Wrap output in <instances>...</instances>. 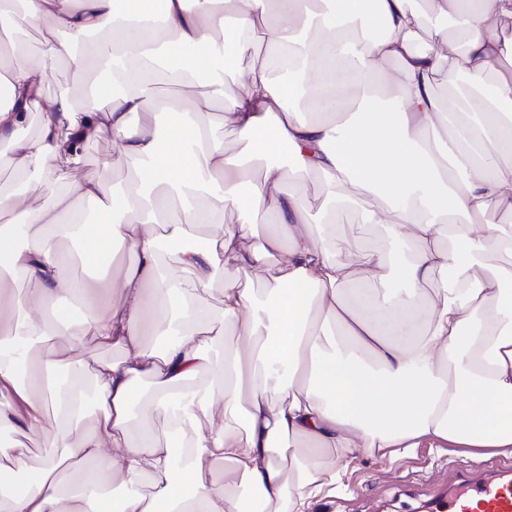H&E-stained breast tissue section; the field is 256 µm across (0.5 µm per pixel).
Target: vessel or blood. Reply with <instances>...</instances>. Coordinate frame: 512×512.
Instances as JSON below:
<instances>
[{"label":"vessel or blood","instance_id":"1","mask_svg":"<svg viewBox=\"0 0 512 512\" xmlns=\"http://www.w3.org/2000/svg\"><path fill=\"white\" fill-rule=\"evenodd\" d=\"M432 512H512V466L505 464L481 478L462 474Z\"/></svg>","mask_w":512,"mask_h":512}]
</instances>
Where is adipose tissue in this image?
I'll list each match as a JSON object with an SVG mask.
<instances>
[{"label":"adipose tissue","mask_w":512,"mask_h":512,"mask_svg":"<svg viewBox=\"0 0 512 512\" xmlns=\"http://www.w3.org/2000/svg\"><path fill=\"white\" fill-rule=\"evenodd\" d=\"M46 19L52 37L14 59L0 100V143L36 200L0 193V512H310L359 454L512 452V270L490 262L512 256V225L496 220L512 215V75L486 98L434 91L462 72L481 87L512 60V0H427L423 13L413 0H0V53ZM64 59L104 81L79 101L47 97V66ZM166 60L181 87L208 86L190 109L145 94ZM218 102L241 152L199 120ZM106 132L102 176L76 178ZM130 165L133 183L109 179ZM288 170L325 179L318 221ZM264 209L273 224L257 223ZM227 211L236 224H217ZM351 212L382 225L385 246L341 260L335 226ZM164 247L194 285L177 308ZM228 264L221 308L201 304ZM365 270L380 288L348 297ZM65 327L68 347L54 346ZM88 338L122 358L75 359ZM139 398L171 432L203 417L210 429L178 456L152 430L132 437Z\"/></svg>","instance_id":"obj_1"}]
</instances>
